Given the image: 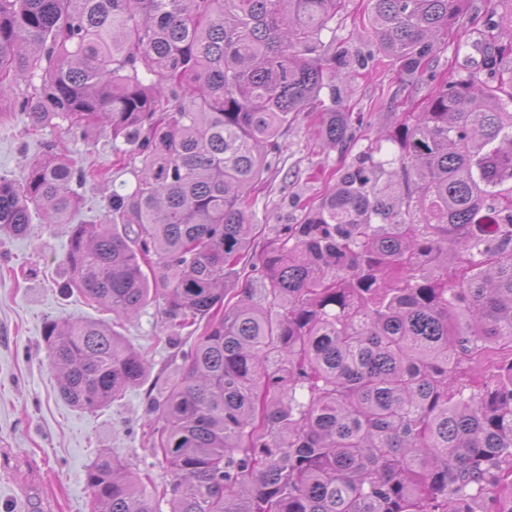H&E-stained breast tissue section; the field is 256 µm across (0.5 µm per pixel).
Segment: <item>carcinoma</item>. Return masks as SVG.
Returning <instances> with one entry per match:
<instances>
[{"label": "carcinoma", "mask_w": 512, "mask_h": 512, "mask_svg": "<svg viewBox=\"0 0 512 512\" xmlns=\"http://www.w3.org/2000/svg\"><path fill=\"white\" fill-rule=\"evenodd\" d=\"M512 0H367L368 31L410 83L394 132L301 207L239 278L283 128L315 114L345 148L346 79L322 34L346 0H0V103L27 129L106 139L132 185L72 224L69 286L120 317L151 302L205 322L147 406L170 512H512ZM482 21V61L437 78L448 34ZM508 93L503 100L501 93ZM50 144L0 177V228L71 224L88 182ZM149 271H144L142 265ZM60 395L95 411L146 361L104 322L49 319ZM93 512H158L116 456L87 473Z\"/></svg>", "instance_id": "1"}]
</instances>
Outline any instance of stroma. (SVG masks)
<instances>
[{"label": "stroma", "mask_w": 512, "mask_h": 512, "mask_svg": "<svg viewBox=\"0 0 512 512\" xmlns=\"http://www.w3.org/2000/svg\"><path fill=\"white\" fill-rule=\"evenodd\" d=\"M363 9L364 0H349L346 13L322 36L326 51L339 52L350 75L336 86L352 114V139L343 150L326 147L304 114L284 129L280 163L264 174L257 192L259 233L241 269L249 268L276 225L297 223L301 204L320 196L331 174L355 163L371 142H379L383 158H397V146L378 135L394 130L411 111V99H424L429 92L425 85L407 86L395 61L376 59L372 37L357 32ZM481 38L477 26L461 37H449L436 72L460 73L480 61L475 44ZM48 142L66 148L83 165L109 173L114 184L132 179L114 166L110 150L92 149L87 141L55 127L27 133L24 115L13 110L0 114V176L19 177L26 159L40 155ZM69 239V225L38 221L28 236L0 232V504L6 512H92L87 472L101 456L115 454L143 476L144 489L156 497L159 512H168L162 491L170 477L154 454L146 408L155 389L177 374L180 352L194 336L185 329L178 344H169L170 331L157 304L118 322L112 312L66 290ZM49 318L115 323L146 354L144 381L93 412L69 405L59 395L42 338Z\"/></svg>", "instance_id": "stroma-1"}]
</instances>
